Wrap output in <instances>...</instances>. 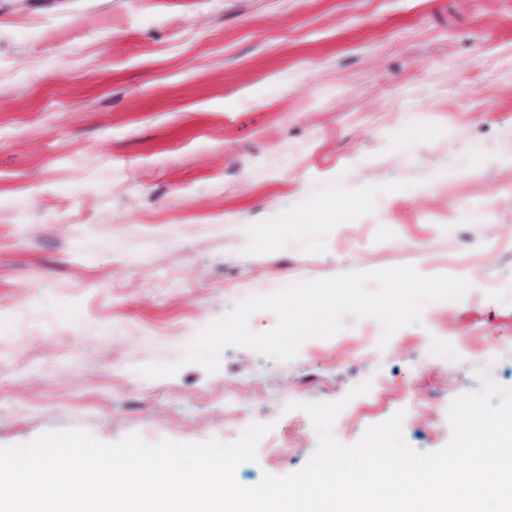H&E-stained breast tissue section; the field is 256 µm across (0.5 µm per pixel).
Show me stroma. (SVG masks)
Masks as SVG:
<instances>
[{
  "label": "stroma",
  "mask_w": 512,
  "mask_h": 512,
  "mask_svg": "<svg viewBox=\"0 0 512 512\" xmlns=\"http://www.w3.org/2000/svg\"><path fill=\"white\" fill-rule=\"evenodd\" d=\"M403 265L470 288L386 342L347 314L290 361L141 372L245 298ZM487 380L512 391V0H0V446L264 423L249 486L315 452L300 403L436 451Z\"/></svg>",
  "instance_id": "obj_1"
}]
</instances>
